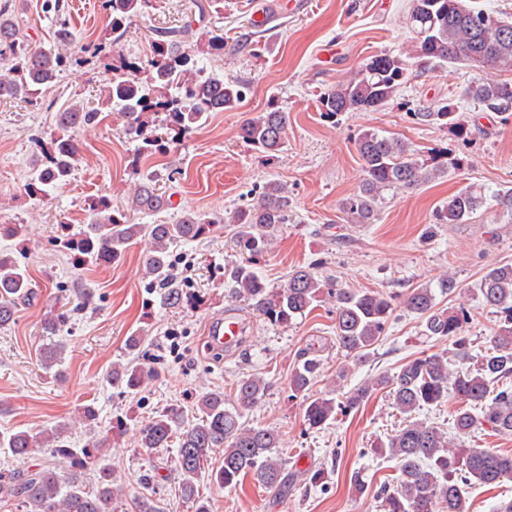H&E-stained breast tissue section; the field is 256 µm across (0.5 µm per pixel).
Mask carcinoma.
Instances as JSON below:
<instances>
[{
  "mask_svg": "<svg viewBox=\"0 0 512 512\" xmlns=\"http://www.w3.org/2000/svg\"><path fill=\"white\" fill-rule=\"evenodd\" d=\"M150 0H103L109 24L101 42L86 47L96 55L123 37L127 23L143 15ZM45 9L59 16L55 37L61 43L73 37L66 20L60 18L61 0H45ZM408 24L414 34L420 66L464 65L488 70V77L465 89V95L491 112H512V23L471 4V0H412ZM192 26L159 27L153 30L150 54L125 65L131 77L115 78L103 88L95 102L70 104L57 113L50 134V148L34 161L27 185L30 196H45L72 175L78 156L77 130L94 122L103 112L118 111L127 120V132L141 141L132 166L141 158L163 150L161 128L186 135L204 123L211 112L236 109L250 87L240 80H223L204 74L198 56L224 51V33H214L204 43H191ZM0 98L30 99L50 86L60 71L63 58L34 48L27 36L8 19L0 18ZM413 64L388 53L366 58L349 78L341 80L320 96V110L334 118L341 112H373L391 105L401 85L412 73ZM421 122L448 124L446 105L434 112H415ZM286 113L272 107L240 128L242 141L268 155L285 147ZM356 149L362 161L358 188L344 198L340 209L352 224L376 221L380 194L387 188H414L448 174L455 163L438 158L421 160L400 139L374 131L361 133ZM486 198L471 188L460 189L436 212L438 224H462L484 206ZM136 208L157 215L170 206L167 192L159 189L150 173L141 175L135 189ZM90 219L77 235L69 226L58 225L55 242L73 254L79 265L113 264L138 241L149 248L142 262L152 288L163 289L169 305L180 303L183 290L172 277V256L180 243L206 237L216 220L205 213L190 212L162 224H132L112 201L101 196L90 205ZM290 220L288 187L271 182L256 202L237 209L232 217L236 232L233 246L241 260L227 271L228 296L247 302L249 308L271 323L286 326L329 300L335 306L336 346L344 353L343 370L366 363L371 350L384 335L395 310L396 298L374 291L345 288L320 275L315 267H297L281 289L268 287L252 261L269 252L280 225ZM482 303L500 314L490 347L480 357L470 353L464 327L469 310L460 305L451 310L436 307L435 295L427 287L417 288L403 298L404 308L425 320L428 335L451 343L464 368L451 373L448 359L423 354L404 363L392 375L379 374L352 391L336 397L333 392L309 395L320 369V359L311 351L299 354L288 380L290 397L304 403V422L318 429L336 419L339 411L352 410L375 392L389 390L394 407L406 424L375 449L397 461V483H385L378 497L383 512H469L465 486L512 479V454L492 448H454L447 432L415 420L412 414L453 397L459 407L453 416L454 429L468 434L487 425L502 435H512V265L488 270L480 280ZM34 294L26 266L11 254L0 251V326L14 320L18 305ZM69 316L51 312L44 317L37 357L50 371L63 362L62 341ZM154 377L151 369L133 362L112 364L106 379L112 387L135 394ZM268 383L261 377L240 379L231 399L212 390L196 403L195 421L184 424L176 407L160 412L140 428V447L167 448L177 443L176 466L185 499L195 503L194 512H212L210 501L197 497L196 482L210 455L224 450L221 466L214 474L222 488H235L247 478L266 489L288 493L290 482L285 463L277 454L275 431L251 426L246 413L262 401ZM478 407L481 413L471 409ZM70 426L60 421L38 430H19L0 439L15 459L26 460L36 448H51V458L35 468L0 472V503L18 502L23 512H112V468L103 463V441L91 440L75 448L68 440ZM97 464L95 486H88L83 473Z\"/></svg>",
  "mask_w": 512,
  "mask_h": 512,
  "instance_id": "obj_1",
  "label": "carcinoma"
}]
</instances>
